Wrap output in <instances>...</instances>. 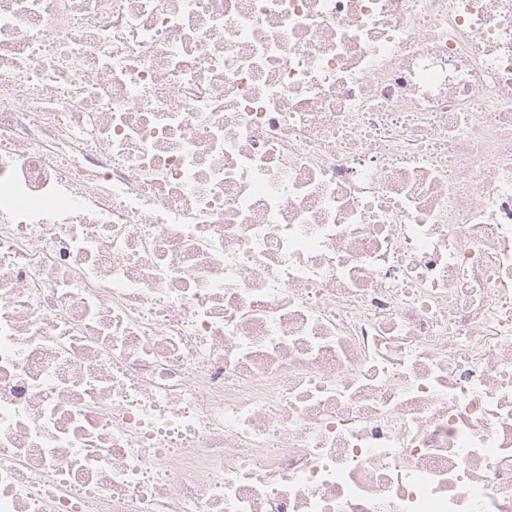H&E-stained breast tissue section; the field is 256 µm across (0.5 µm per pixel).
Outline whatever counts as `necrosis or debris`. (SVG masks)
<instances>
[{
	"mask_svg": "<svg viewBox=\"0 0 512 512\" xmlns=\"http://www.w3.org/2000/svg\"><path fill=\"white\" fill-rule=\"evenodd\" d=\"M0 512H512V0H0Z\"/></svg>",
	"mask_w": 512,
	"mask_h": 512,
	"instance_id": "4bbe7bcc",
	"label": "necrosis or debris"
}]
</instances>
